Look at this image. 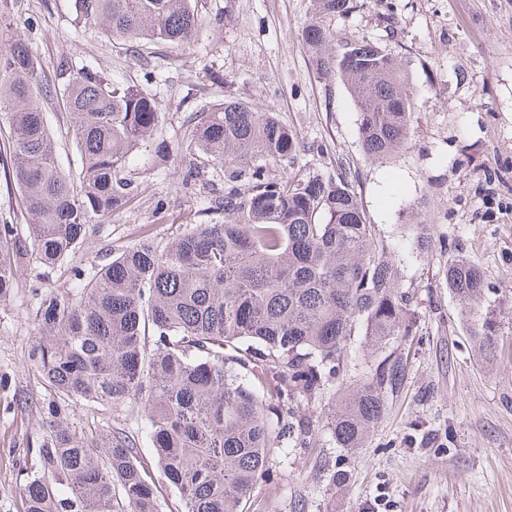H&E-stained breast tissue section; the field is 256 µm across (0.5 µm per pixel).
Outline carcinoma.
<instances>
[{
	"mask_svg": "<svg viewBox=\"0 0 512 512\" xmlns=\"http://www.w3.org/2000/svg\"><path fill=\"white\" fill-rule=\"evenodd\" d=\"M352 0H317L331 18ZM103 36L188 42L194 0H75ZM317 70L346 82L367 155L396 156L411 129L413 88L396 59L369 41L336 45L316 21L302 33ZM72 115L77 173L63 171L44 122L57 86L37 80L21 42L0 49V125L8 182L29 219L23 237L0 224V301L33 258L54 269L73 257L91 218L109 221L133 191L131 152L158 125L157 100L98 73L59 65ZM188 148L228 165L220 224H195L160 250L149 237L127 246L75 285L45 295L30 367L50 395L49 424L24 488L26 512H162L155 473L136 432L88 437L67 422L89 403L129 404L145 419L158 473L181 512H250L253 492L285 448H312L321 434L359 448L384 414L405 366L408 292L387 247L366 222L336 159V177L267 178L255 162L293 158L297 138L271 112L226 101L195 113ZM451 291L466 305L486 284L477 266L451 262ZM362 331L376 369L348 383L346 359ZM487 323L471 335L486 351ZM153 337L146 347V334Z\"/></svg>",
	"mask_w": 512,
	"mask_h": 512,
	"instance_id": "cac0c4a2",
	"label": "carcinoma"
}]
</instances>
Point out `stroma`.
Returning <instances> with one entry per match:
<instances>
[{
  "instance_id": "obj_1",
  "label": "stroma",
  "mask_w": 512,
  "mask_h": 512,
  "mask_svg": "<svg viewBox=\"0 0 512 512\" xmlns=\"http://www.w3.org/2000/svg\"><path fill=\"white\" fill-rule=\"evenodd\" d=\"M201 19L187 43L111 40L85 26L74 0H10L0 44L22 40L44 79L60 61L156 98L161 117L126 174L134 192L109 221L91 220L71 266L29 262L0 301V512H25L22 487L46 433L29 355L45 294L67 290L72 267L92 271L142 235L165 247L189 225L220 221L212 200L224 169L190 168L194 112L240 100L276 112L296 131L294 158L267 163L265 176L298 171L332 177L337 159L378 240L395 255L415 323L401 346L398 392L362 448L330 437L279 456L257 488L266 512H512V0H354L329 19L337 41L373 42L407 71L414 88L412 134L393 158L368 157L359 114L339 80L319 74L302 31L312 0H194ZM44 117L60 166L74 171L72 120L60 99ZM432 245L416 247L414 225ZM482 269L478 303L497 338L485 357L444 278L448 263ZM86 431L145 432L133 405L82 406L69 415Z\"/></svg>"
}]
</instances>
